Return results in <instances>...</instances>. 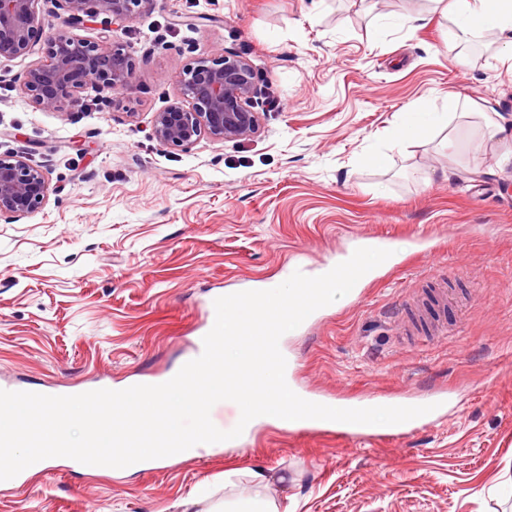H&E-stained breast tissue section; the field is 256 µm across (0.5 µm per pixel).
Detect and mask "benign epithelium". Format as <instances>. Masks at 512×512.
<instances>
[{
	"label": "benign epithelium",
	"mask_w": 512,
	"mask_h": 512,
	"mask_svg": "<svg viewBox=\"0 0 512 512\" xmlns=\"http://www.w3.org/2000/svg\"><path fill=\"white\" fill-rule=\"evenodd\" d=\"M40 0H0V57L25 53L42 26ZM70 23L107 15L115 22L131 20L152 0H55ZM47 58L29 67L22 89L43 111L75 107L87 84L127 92L133 86V60L112 38L91 42L73 35L48 36ZM180 100L154 113L152 136L168 147H188L203 138L216 143L256 136L261 115L250 62L221 51L186 64L180 73ZM49 183L22 154L0 155V214L22 218L48 200Z\"/></svg>",
	"instance_id": "1"
}]
</instances>
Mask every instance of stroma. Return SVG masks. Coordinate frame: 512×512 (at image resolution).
<instances>
[{
    "label": "stroma",
    "instance_id": "obj_1",
    "mask_svg": "<svg viewBox=\"0 0 512 512\" xmlns=\"http://www.w3.org/2000/svg\"><path fill=\"white\" fill-rule=\"evenodd\" d=\"M40 10L45 29L111 36L135 74L126 93L90 84L72 111L47 112L21 89L45 29L0 58V154H25L50 185L36 212L0 214V388L76 395L173 372L215 288L312 274L374 238L394 262L288 332L292 378L335 403L450 400L390 440L258 424L161 469L58 461L0 485V512H213L228 469L265 470L290 512H512V70L497 46L472 38L455 65L434 0H153L120 25ZM402 15L415 27L394 25ZM223 49L254 67L261 133L160 145L153 115L180 71ZM451 93L506 131L458 116L394 142L399 112ZM441 286L436 336L413 314Z\"/></svg>",
    "mask_w": 512,
    "mask_h": 512
}]
</instances>
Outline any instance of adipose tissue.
<instances>
[{"label":"adipose tissue","mask_w":512,"mask_h":512,"mask_svg":"<svg viewBox=\"0 0 512 512\" xmlns=\"http://www.w3.org/2000/svg\"><path fill=\"white\" fill-rule=\"evenodd\" d=\"M443 12L452 24L446 47L457 64H465L467 44L474 36L490 38L512 61V0H447ZM459 105V97L451 94L443 111L421 108L400 113L393 129L394 139L404 143L421 138L431 126L447 122Z\"/></svg>","instance_id":"1"}]
</instances>
